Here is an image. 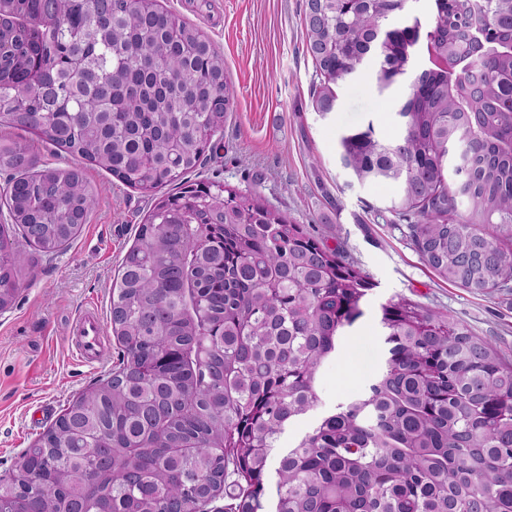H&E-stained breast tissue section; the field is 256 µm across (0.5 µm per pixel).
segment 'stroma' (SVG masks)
Returning <instances> with one entry per match:
<instances>
[{"mask_svg":"<svg viewBox=\"0 0 512 512\" xmlns=\"http://www.w3.org/2000/svg\"><path fill=\"white\" fill-rule=\"evenodd\" d=\"M161 3L223 52L237 91L224 122V147L198 177L219 176L292 223L313 227L378 283L364 316L343 337L341 356L322 370L325 407L363 392L383 364L376 309L392 297L464 321L512 362V288L482 295L439 279L414 251L406 222L390 212L394 188L358 181L340 162L345 134L371 127L380 138L398 136L395 110L405 83L378 92L375 67L365 65L339 87L335 111L323 118L311 101L305 0ZM84 174L97 204L81 234L57 256H36L14 301L0 311V472L117 357L109 337L103 360L82 362L72 331L88 311L108 322L112 283L154 202L97 167L86 166Z\"/></svg>","mask_w":512,"mask_h":512,"instance_id":"35a3bbf8","label":"stroma"}]
</instances>
